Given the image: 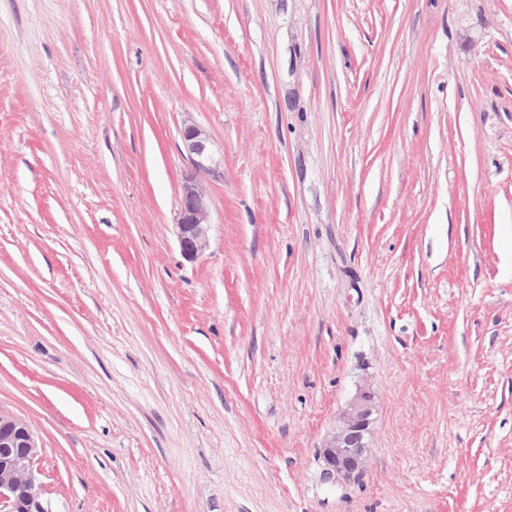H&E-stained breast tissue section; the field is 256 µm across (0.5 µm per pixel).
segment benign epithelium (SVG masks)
<instances>
[{
	"label": "benign epithelium",
	"instance_id": "benign-epithelium-1",
	"mask_svg": "<svg viewBox=\"0 0 512 512\" xmlns=\"http://www.w3.org/2000/svg\"><path fill=\"white\" fill-rule=\"evenodd\" d=\"M181 141L188 161L174 224L181 254L193 262L209 247L210 203L204 181L224 178V158L206 132L184 123ZM375 404L363 389L341 411L322 451L323 475L342 484L358 479L372 446ZM41 446L22 419L0 413V512H50L41 495L36 462Z\"/></svg>",
	"mask_w": 512,
	"mask_h": 512
}]
</instances>
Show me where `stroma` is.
<instances>
[{
	"label": "stroma",
	"mask_w": 512,
	"mask_h": 512,
	"mask_svg": "<svg viewBox=\"0 0 512 512\" xmlns=\"http://www.w3.org/2000/svg\"><path fill=\"white\" fill-rule=\"evenodd\" d=\"M0 412L51 512H512V0H0ZM180 137L188 169L180 186L174 234L183 257L193 262L210 243V203L204 181L223 179L224 157L216 154L206 132L193 122L184 123ZM375 404L363 389L341 411L322 451L323 475L336 484L358 479L372 446Z\"/></svg>",
	"instance_id": "35a3bbf8"
}]
</instances>
